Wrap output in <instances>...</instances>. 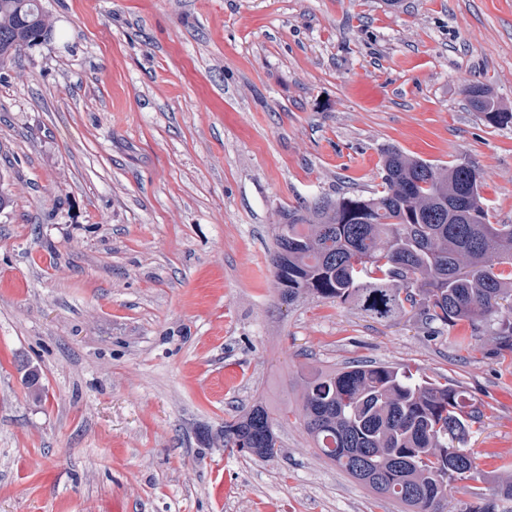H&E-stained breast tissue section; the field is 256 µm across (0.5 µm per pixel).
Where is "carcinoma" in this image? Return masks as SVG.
I'll return each mask as SVG.
<instances>
[{
	"label": "carcinoma",
	"mask_w": 512,
	"mask_h": 512,
	"mask_svg": "<svg viewBox=\"0 0 512 512\" xmlns=\"http://www.w3.org/2000/svg\"><path fill=\"white\" fill-rule=\"evenodd\" d=\"M51 35L40 0H0L1 65ZM461 94L489 124H512L485 85ZM381 174L369 197H321L274 225L281 301L350 304L380 321L466 322L512 351V224L491 223L479 169L387 147ZM295 403L315 454L402 512H447L451 485L481 475L464 445L485 413L446 383L384 363L321 367L302 379ZM274 421L257 400L224 421L222 446L272 459L281 452Z\"/></svg>",
	"instance_id": "obj_1"
}]
</instances>
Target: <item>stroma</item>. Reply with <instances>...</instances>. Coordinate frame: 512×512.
<instances>
[{
  "label": "stroma",
  "instance_id": "stroma-1",
  "mask_svg": "<svg viewBox=\"0 0 512 512\" xmlns=\"http://www.w3.org/2000/svg\"><path fill=\"white\" fill-rule=\"evenodd\" d=\"M50 41L0 68V512H399L282 409L300 367L388 363L486 417L479 478L512 477V352L489 334L281 302L284 212L368 196L383 148L482 172L512 224V0H41ZM37 369L41 398L25 374ZM277 408L281 454L225 450ZM475 92H478L479 97L473 96ZM461 93L468 100L473 111L478 112L489 124L499 126L512 124V112L502 108L485 85L467 83L462 86ZM274 421L267 403L256 400L248 409L225 420L218 437L224 448H239L257 458L272 459L281 452Z\"/></svg>",
  "mask_w": 512,
  "mask_h": 512
}]
</instances>
